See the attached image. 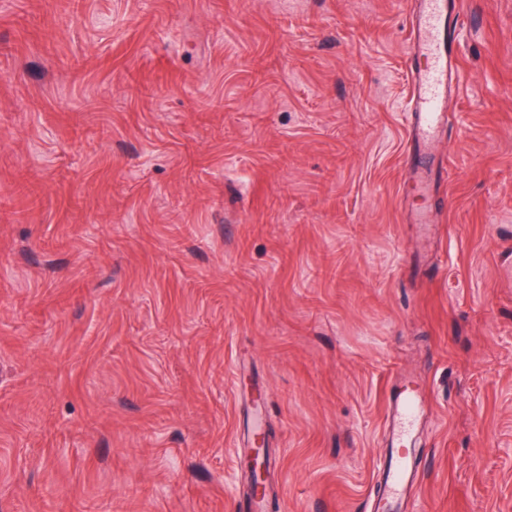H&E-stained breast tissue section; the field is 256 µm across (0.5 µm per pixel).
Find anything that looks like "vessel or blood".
Masks as SVG:
<instances>
[{
	"mask_svg": "<svg viewBox=\"0 0 512 512\" xmlns=\"http://www.w3.org/2000/svg\"><path fill=\"white\" fill-rule=\"evenodd\" d=\"M459 0H415L410 12L409 55L411 124L406 142V169L421 190L445 179L443 167L435 165L431 149L446 121L448 97L458 89L461 68ZM385 412L386 429L394 451L386 462L373 500L374 512H398L404 494L416 482L405 447L426 411V394L411 378H393Z\"/></svg>",
	"mask_w": 512,
	"mask_h": 512,
	"instance_id": "vessel-or-blood-1",
	"label": "vessel or blood"
}]
</instances>
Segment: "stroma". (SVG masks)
Masks as SVG:
<instances>
[{
  "instance_id": "stroma-1",
  "label": "stroma",
  "mask_w": 512,
  "mask_h": 512,
  "mask_svg": "<svg viewBox=\"0 0 512 512\" xmlns=\"http://www.w3.org/2000/svg\"><path fill=\"white\" fill-rule=\"evenodd\" d=\"M410 0H0V512H512V0L405 183ZM430 211L429 231L413 224ZM392 382L389 404L385 412L386 430L392 433V444L397 447L384 465L373 499V510L398 512L403 495L416 482V473L410 465L405 447L426 411V393L411 378L396 374ZM402 448V449H401Z\"/></svg>"
}]
</instances>
